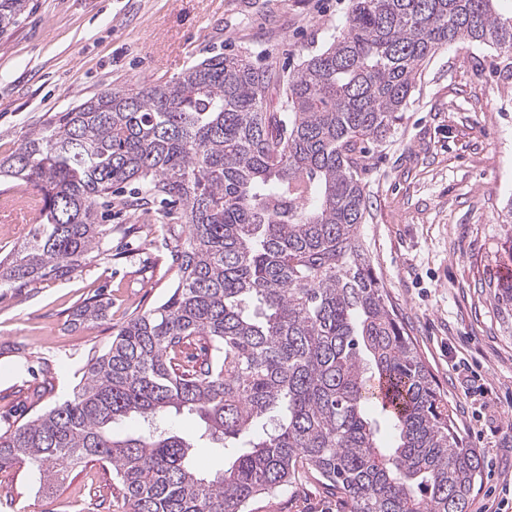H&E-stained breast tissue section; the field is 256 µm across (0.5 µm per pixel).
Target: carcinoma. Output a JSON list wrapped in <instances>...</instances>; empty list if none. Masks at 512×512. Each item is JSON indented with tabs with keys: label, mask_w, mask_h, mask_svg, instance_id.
Segmentation results:
<instances>
[{
	"label": "carcinoma",
	"mask_w": 512,
	"mask_h": 512,
	"mask_svg": "<svg viewBox=\"0 0 512 512\" xmlns=\"http://www.w3.org/2000/svg\"><path fill=\"white\" fill-rule=\"evenodd\" d=\"M29 0H0V33ZM496 0H352L345 28L279 80L214 54L165 82L113 89L29 132L0 177L39 187L38 221L0 259V288L63 279L112 227L98 205L125 183L143 204L180 209L178 279L91 358L72 396L0 432V469L43 477L92 458L112 466L128 512H248L305 472L349 512H468L481 457L466 448L397 312L365 263L364 161L415 88L417 67L452 43L512 58ZM104 314L99 300L75 321ZM199 353L187 352L190 346ZM392 390V448L369 421V384ZM187 410L220 452L211 476L192 440L123 439L111 426Z\"/></svg>",
	"instance_id": "obj_1"
}]
</instances>
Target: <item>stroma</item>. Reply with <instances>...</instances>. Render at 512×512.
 <instances>
[{"label": "stroma", "instance_id": "35a3bbf8", "mask_svg": "<svg viewBox=\"0 0 512 512\" xmlns=\"http://www.w3.org/2000/svg\"><path fill=\"white\" fill-rule=\"evenodd\" d=\"M0 36V158L50 116L113 88L166 81L234 51L293 71L345 23L351 0H29ZM365 259L394 306L466 447L484 468L468 512L512 477V303L490 284L512 264V75L494 46L455 43L418 69L395 126L365 159ZM99 255L65 279L0 288V431L70 395L131 317L177 277L164 217L116 206ZM100 296L101 319L73 325ZM251 512H346L313 480ZM0 512H127L111 466L63 480L0 470Z\"/></svg>", "mask_w": 512, "mask_h": 512}]
</instances>
